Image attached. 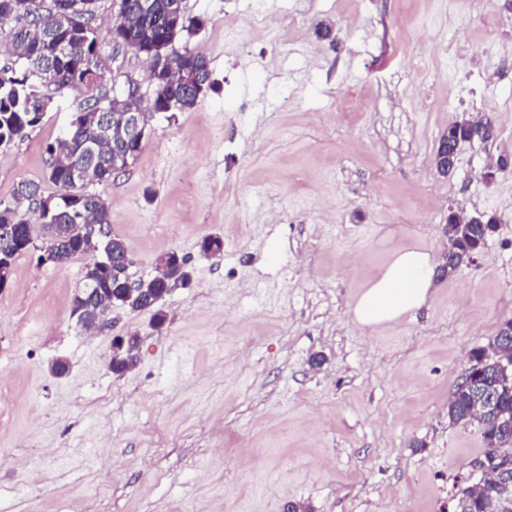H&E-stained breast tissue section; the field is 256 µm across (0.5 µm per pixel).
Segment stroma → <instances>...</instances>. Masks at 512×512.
Listing matches in <instances>:
<instances>
[{"label": "stroma", "mask_w": 512, "mask_h": 512, "mask_svg": "<svg viewBox=\"0 0 512 512\" xmlns=\"http://www.w3.org/2000/svg\"><path fill=\"white\" fill-rule=\"evenodd\" d=\"M120 0H96L104 90L143 56L116 48ZM202 19L175 49L205 54L216 84L157 114L128 170L97 186L137 278L185 257L191 284L168 319L118 309L139 337L112 373V334L70 307L88 257L31 251L0 290V512H448L476 483L477 424L448 420L472 349L512 319V7L505 0H183ZM471 46L457 63L456 46ZM82 96L55 95L41 122L0 149V200L44 181L46 146ZM491 117L492 140L439 139ZM496 216L474 262L435 279L425 305L363 328L352 310L398 252L442 265L449 210ZM220 237L219 257L200 252ZM115 331V332H116ZM62 359L65 376L50 365ZM463 124H460V123ZM494 133V126L492 121L487 118L485 121L473 123L470 120L462 119L448 125L447 129L442 134L441 138H446L439 143L435 154V167L439 173L448 171V158L454 163V158L461 144L459 140L470 141L474 138L485 139L488 133ZM458 141V142H457ZM448 142H453L449 143ZM449 153V156H448Z\"/></svg>", "instance_id": "1"}]
</instances>
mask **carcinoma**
<instances>
[{
  "instance_id": "cac0c4a2",
  "label": "carcinoma",
  "mask_w": 512,
  "mask_h": 512,
  "mask_svg": "<svg viewBox=\"0 0 512 512\" xmlns=\"http://www.w3.org/2000/svg\"><path fill=\"white\" fill-rule=\"evenodd\" d=\"M77 0H0V27L13 20L19 22L11 32L7 53L11 62L0 68V148H7L23 139L27 130L40 123L52 96L64 90H76L85 95V105L75 119L65 127L59 138L47 147L50 155L46 179L58 188L56 199L42 196L41 184L24 181L13 194V201H0V227L10 225L17 234L15 245L4 256L6 266L31 250L27 246L32 227L27 211L39 212L37 220L47 230L57 227L63 241L61 256L71 260L76 256H92L84 275V286L72 301L73 313L86 328L109 320L114 308H133L127 296L128 266L124 264L126 248L115 235L107 239L85 235L80 226L102 224L112 229V219L103 197L87 190V184L73 182L76 171L85 170L91 183L107 184L125 171L120 158L135 159L142 147V138L127 125H112V113L128 108L123 97L101 90L103 74L97 56L94 37V14L79 13L70 29L61 32L56 16L62 9H71ZM203 25L199 19H189L180 9V0H121L120 12L113 25L114 38L127 49L146 56L162 46L170 45L182 34L189 35ZM170 63L152 78L154 96L141 106L144 119L154 114L185 110L195 106L207 92L216 89L211 79L207 57L200 51L183 48L170 51ZM494 131L491 120L473 123L467 119L448 125L442 137L450 142L485 139ZM495 223L485 216L483 223L473 222L448 249V272L460 263L459 255L477 253L484 247L486 227ZM114 255L104 261L97 252ZM148 294L155 301L141 309L153 311L157 326L166 322V312L158 300L176 288L171 276L153 277ZM93 291L102 305L84 300ZM138 337H131L127 349L112 357V371L124 373L137 363ZM474 367L495 381L498 403L495 408L477 415L481 399L479 381L457 384L448 401V420L452 423H478L485 451L509 447L493 434L498 419L512 417V380L499 378L496 364L488 361L482 349L471 352ZM512 481V473L496 483L485 479L475 485L457 484L451 502L455 512H493L499 497L500 484Z\"/></svg>"
}]
</instances>
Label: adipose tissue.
Returning <instances> with one entry per match:
<instances>
[{
    "instance_id": "adipose-tissue-1",
    "label": "adipose tissue",
    "mask_w": 512,
    "mask_h": 512,
    "mask_svg": "<svg viewBox=\"0 0 512 512\" xmlns=\"http://www.w3.org/2000/svg\"><path fill=\"white\" fill-rule=\"evenodd\" d=\"M433 276L427 253L413 249L399 253L361 294L353 310L355 321L375 327L418 309L428 297Z\"/></svg>"
}]
</instances>
